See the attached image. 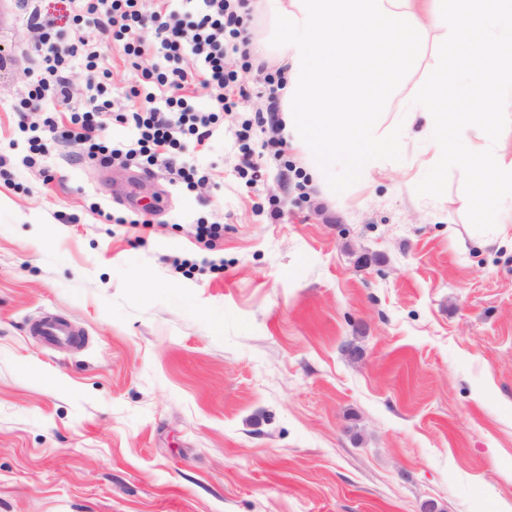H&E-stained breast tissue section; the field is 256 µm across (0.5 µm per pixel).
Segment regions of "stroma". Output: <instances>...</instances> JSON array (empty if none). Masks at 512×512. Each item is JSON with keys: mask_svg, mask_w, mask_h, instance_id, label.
<instances>
[{"mask_svg": "<svg viewBox=\"0 0 512 512\" xmlns=\"http://www.w3.org/2000/svg\"><path fill=\"white\" fill-rule=\"evenodd\" d=\"M27 18L0 0V512H512V247L478 244L462 171L419 196L429 155L406 129L401 160L343 193L292 147L246 183L254 72L193 155L201 193L65 145L31 158L11 109ZM146 207L145 227L102 217ZM201 219L224 226L223 269L178 265ZM47 313L87 344L30 336Z\"/></svg>", "mask_w": 512, "mask_h": 512, "instance_id": "obj_1", "label": "stroma"}]
</instances>
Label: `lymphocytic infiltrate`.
I'll use <instances>...</instances> for the list:
<instances>
[{"instance_id":"1","label":"lymphocytic infiltrate","mask_w":512,"mask_h":512,"mask_svg":"<svg viewBox=\"0 0 512 512\" xmlns=\"http://www.w3.org/2000/svg\"><path fill=\"white\" fill-rule=\"evenodd\" d=\"M70 4L74 33L70 39L47 14L37 10L30 15L33 37L27 71L32 79L26 97L14 109L46 107L41 133L30 140L32 153L43 156L53 144L67 143L82 158L102 164L120 161L163 168L187 190H196L206 178L189 166L188 153L205 146L212 125L246 98L239 74L254 69L263 77L271 104L267 113L242 121L236 133V170L243 178L256 175L259 163L252 130L265 124L267 114L277 112L284 77L282 70H271L251 58L243 19L247 0H70ZM89 26L95 27L98 39L84 36ZM106 42L116 45L127 62L141 70L120 109L112 97L111 64L102 51ZM232 54L240 60L235 69L228 64ZM147 56L156 62L141 68ZM75 59L87 74L86 94L80 99L71 91ZM200 89L210 99L205 111L193 104L192 94ZM61 114L67 115V125L59 124ZM114 123L131 127L130 144L117 145L107 138Z\"/></svg>"}]
</instances>
